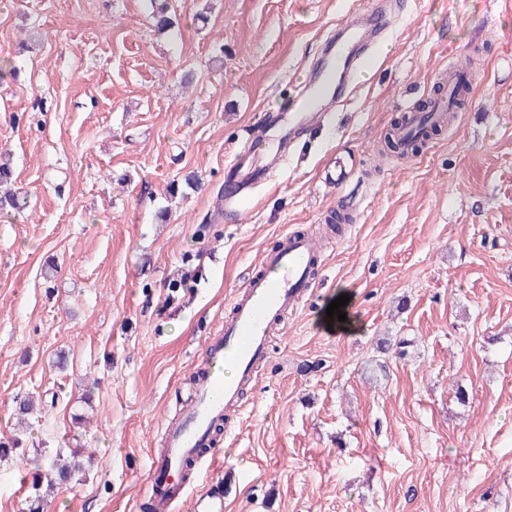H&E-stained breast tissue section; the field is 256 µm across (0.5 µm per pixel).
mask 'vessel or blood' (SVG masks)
Masks as SVG:
<instances>
[{"label": "vessel or blood", "mask_w": 512, "mask_h": 512, "mask_svg": "<svg viewBox=\"0 0 512 512\" xmlns=\"http://www.w3.org/2000/svg\"><path fill=\"white\" fill-rule=\"evenodd\" d=\"M382 26L383 15L376 7L368 0H353L335 40L326 46L324 65L312 70L305 92L299 93L289 111L265 113L242 146L232 165L227 199L242 198L261 179L254 163L267 150L271 130L280 132L270 160L275 166L286 157L298 133L330 120L329 102L340 85L359 83L367 72L375 34ZM317 255L310 238L285 235L279 248L264 255V273L249 276L234 295L231 314L205 345L209 370L200 376L181 418L165 426L164 448L151 464L146 488L154 512H173L186 496V484L174 478L185 462L200 466L215 459L211 428L240 412L243 390L265 363L274 331L285 329L287 312L298 309L314 286Z\"/></svg>", "instance_id": "1"}]
</instances>
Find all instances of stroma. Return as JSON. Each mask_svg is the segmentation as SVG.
Returning <instances> with one entry per match:
<instances>
[{"label": "stroma", "instance_id": "obj_1", "mask_svg": "<svg viewBox=\"0 0 512 512\" xmlns=\"http://www.w3.org/2000/svg\"><path fill=\"white\" fill-rule=\"evenodd\" d=\"M165 2L161 34L153 0H0V154L29 200L0 216V438L24 448L0 463V512H28L43 450L74 448L92 459L49 512H144L233 293L336 210L356 223L325 242L192 494L214 486L224 512H512V0H388L375 70L240 207L226 165L348 2ZM466 60L475 83L430 151L380 155ZM342 289L356 328L339 335L323 319ZM383 337L410 345L379 371Z\"/></svg>", "mask_w": 512, "mask_h": 512}]
</instances>
